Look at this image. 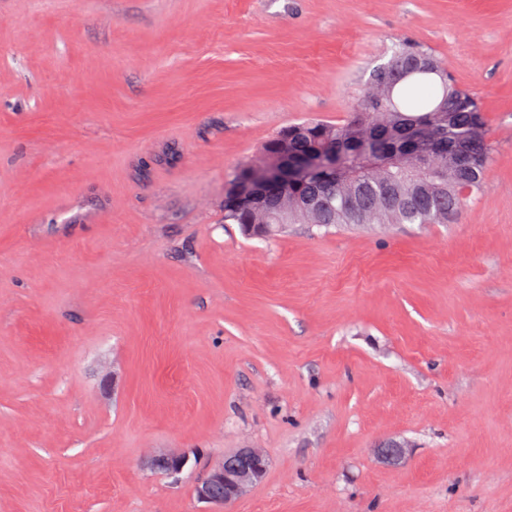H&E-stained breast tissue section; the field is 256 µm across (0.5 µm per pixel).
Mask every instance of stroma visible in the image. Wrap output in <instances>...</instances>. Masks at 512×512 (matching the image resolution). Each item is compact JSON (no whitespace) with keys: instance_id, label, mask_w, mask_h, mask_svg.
Masks as SVG:
<instances>
[{"instance_id":"stroma-1","label":"stroma","mask_w":512,"mask_h":512,"mask_svg":"<svg viewBox=\"0 0 512 512\" xmlns=\"http://www.w3.org/2000/svg\"><path fill=\"white\" fill-rule=\"evenodd\" d=\"M405 38L485 109L457 221L225 222ZM246 447L232 512H512V0H0V512H205L145 456Z\"/></svg>"}]
</instances>
